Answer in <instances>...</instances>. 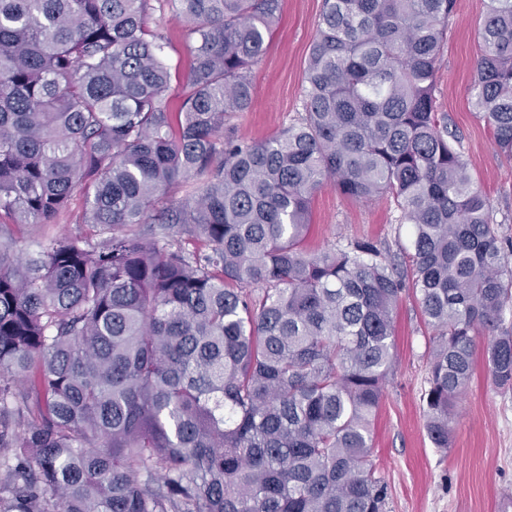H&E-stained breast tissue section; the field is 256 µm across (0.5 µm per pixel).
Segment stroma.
Returning a JSON list of instances; mask_svg holds the SVG:
<instances>
[{
	"label": "stroma",
	"instance_id": "obj_1",
	"mask_svg": "<svg viewBox=\"0 0 512 512\" xmlns=\"http://www.w3.org/2000/svg\"><path fill=\"white\" fill-rule=\"evenodd\" d=\"M322 0H282L280 20L260 62L254 66L253 105L234 117L239 134L264 140L301 112V86L308 51L316 35ZM484 0H456L438 74L437 103L459 131L476 184L488 195L502 236L512 238V160L501 157L491 129L470 102L469 86L483 46L477 29ZM152 29L166 38L164 59L179 93V73L189 59L188 43L169 12L153 11ZM80 197L51 224L16 228L25 251L43 250L59 231L92 235L81 221ZM387 200L362 203L324 186L311 202L310 249L350 238H367L399 253L411 227L397 221ZM431 329L413 295L396 310V363L373 421L374 460L389 486L390 512H504L512 502V390L497 389L484 352L475 355L472 378L456 403L447 452L427 436L422 395L428 387Z\"/></svg>",
	"mask_w": 512,
	"mask_h": 512
}]
</instances>
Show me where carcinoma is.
<instances>
[{
  "mask_svg": "<svg viewBox=\"0 0 512 512\" xmlns=\"http://www.w3.org/2000/svg\"><path fill=\"white\" fill-rule=\"evenodd\" d=\"M160 2L189 43L175 112L152 0H0V512H388L403 295L433 329L436 448L480 337L512 389V238L436 102L456 0H323L302 112L264 141L230 120L281 0ZM484 2L470 99L511 159L512 0ZM329 182L394 199L410 272L304 248ZM77 192L97 238L27 258L14 227Z\"/></svg>",
  "mask_w": 512,
  "mask_h": 512,
  "instance_id": "obj_1",
  "label": "carcinoma"
}]
</instances>
